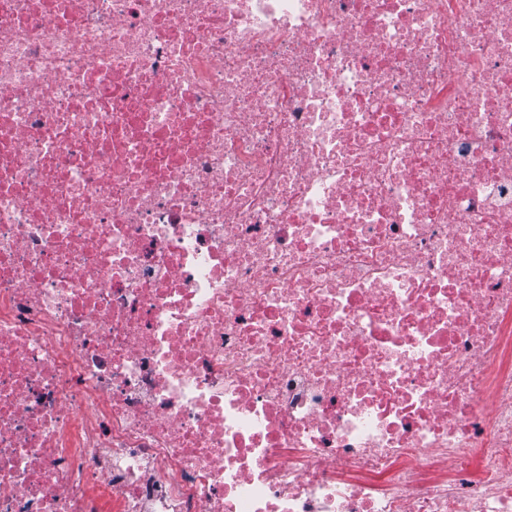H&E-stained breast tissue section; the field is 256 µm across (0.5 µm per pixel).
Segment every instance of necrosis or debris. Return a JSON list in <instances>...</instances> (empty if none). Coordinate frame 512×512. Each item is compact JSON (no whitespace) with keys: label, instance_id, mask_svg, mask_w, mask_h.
Returning a JSON list of instances; mask_svg holds the SVG:
<instances>
[{"label":"necrosis or debris","instance_id":"1","mask_svg":"<svg viewBox=\"0 0 512 512\" xmlns=\"http://www.w3.org/2000/svg\"><path fill=\"white\" fill-rule=\"evenodd\" d=\"M0 512H512V0H0Z\"/></svg>","mask_w":512,"mask_h":512}]
</instances>
